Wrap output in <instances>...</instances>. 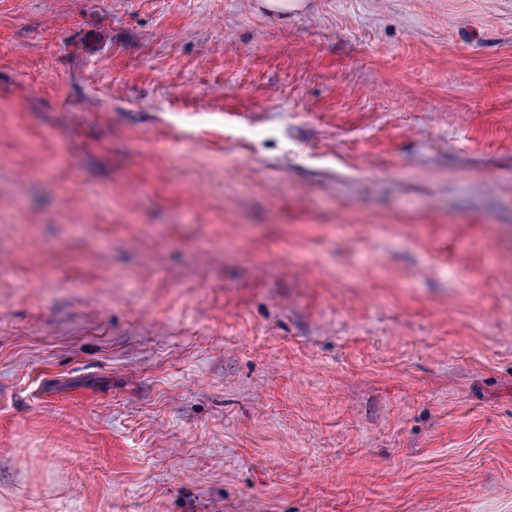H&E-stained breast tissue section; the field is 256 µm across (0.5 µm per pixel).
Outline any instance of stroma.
<instances>
[{
  "label": "stroma",
  "mask_w": 512,
  "mask_h": 512,
  "mask_svg": "<svg viewBox=\"0 0 512 512\" xmlns=\"http://www.w3.org/2000/svg\"><path fill=\"white\" fill-rule=\"evenodd\" d=\"M0 0V512H512V0Z\"/></svg>",
  "instance_id": "1"
}]
</instances>
